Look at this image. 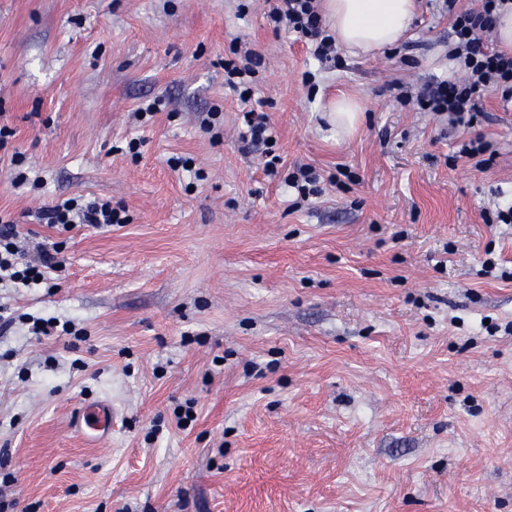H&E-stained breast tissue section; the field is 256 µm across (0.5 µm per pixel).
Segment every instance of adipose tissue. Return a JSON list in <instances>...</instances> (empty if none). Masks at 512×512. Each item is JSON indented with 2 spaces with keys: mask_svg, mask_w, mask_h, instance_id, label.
I'll return each instance as SVG.
<instances>
[{
  "mask_svg": "<svg viewBox=\"0 0 512 512\" xmlns=\"http://www.w3.org/2000/svg\"><path fill=\"white\" fill-rule=\"evenodd\" d=\"M323 18L337 43L354 56L400 44L416 15V0H322Z\"/></svg>",
  "mask_w": 512,
  "mask_h": 512,
  "instance_id": "adipose-tissue-1",
  "label": "adipose tissue"
}]
</instances>
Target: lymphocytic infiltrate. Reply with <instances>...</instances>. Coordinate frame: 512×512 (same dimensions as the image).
Returning <instances> with one entry per match:
<instances>
[{
  "label": "lymphocytic infiltrate",
  "mask_w": 512,
  "mask_h": 512,
  "mask_svg": "<svg viewBox=\"0 0 512 512\" xmlns=\"http://www.w3.org/2000/svg\"><path fill=\"white\" fill-rule=\"evenodd\" d=\"M443 2L445 10L452 14L453 43L448 56L457 61L461 74L415 91L399 85L397 98L404 103L415 102L420 111L445 112L454 122L471 126L486 117L479 105L482 93L512 99V55L491 48L486 40L493 30L495 14L506 0H481L480 9L463 11L457 10V0ZM268 18L275 27L287 28L310 41L318 61L336 60V42L323 27L317 0H276ZM243 122L242 141L251 147H262L266 174H278L281 158L272 150L274 129L267 113L259 108L249 109L243 114ZM38 216L49 226L66 230L77 224L100 228L127 221L125 210L113 206L111 199L81 195L58 200L41 209ZM20 236L17 224L0 215V285L50 286L53 273L63 266L62 260L45 248L36 258H29L18 245Z\"/></svg>",
  "instance_id": "f902f5d3"
}]
</instances>
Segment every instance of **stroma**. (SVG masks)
I'll return each mask as SVG.
<instances>
[{"instance_id": "stroma-1", "label": "stroma", "mask_w": 512, "mask_h": 512, "mask_svg": "<svg viewBox=\"0 0 512 512\" xmlns=\"http://www.w3.org/2000/svg\"><path fill=\"white\" fill-rule=\"evenodd\" d=\"M419 4L400 45L322 66L267 0H0V213L64 260L55 289L0 288V512H512V103L484 93L489 120L454 129L397 101L455 71ZM249 49L276 153L322 177L299 207L239 136L224 62ZM339 93L363 106L348 137ZM478 132L485 169L455 155ZM76 193L128 223L38 222ZM100 402L97 443L76 422ZM115 412L107 405L97 403L83 409L78 417V427L84 433L103 436L112 430V418Z\"/></svg>"}]
</instances>
